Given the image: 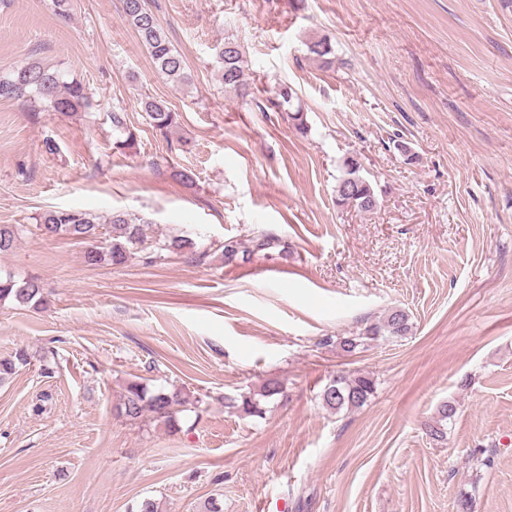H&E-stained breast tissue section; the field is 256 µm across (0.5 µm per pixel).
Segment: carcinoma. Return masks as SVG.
Returning <instances> with one entry per match:
<instances>
[{
    "label": "carcinoma",
    "mask_w": 512,
    "mask_h": 512,
    "mask_svg": "<svg viewBox=\"0 0 512 512\" xmlns=\"http://www.w3.org/2000/svg\"><path fill=\"white\" fill-rule=\"evenodd\" d=\"M123 13L127 22L137 32L142 44L150 54L156 68L175 83H185L183 56L172 46L159 20L150 8L147 0H122ZM307 52L313 59L328 62L332 54L330 39L322 37L306 43ZM215 56L221 65L220 74L224 88L237 91L243 85V53L240 44L230 38L214 46ZM276 105L284 108L287 118L296 132L307 133L306 115L302 108L294 106L298 99L296 90L288 83L277 85ZM33 98L47 111L63 114L76 112L90 107L85 86L77 81H68L59 70H49L38 62H29L11 73L0 76V100H21ZM143 111L151 120L153 128L166 136L178 124L179 114L167 102L149 96L141 99ZM112 125L120 131V137L114 142L117 149H133L137 144L134 129L125 122L122 113H112ZM341 175L336 179L334 199L336 206L350 207V201L356 200L354 210L369 212L378 203L374 183L363 173L362 165L348 156L341 164ZM36 227L47 238H67L85 244L84 260L90 266L122 265L133 255V251L144 243L142 225L133 222L122 212H114L105 221L89 212L74 209H51L43 211L36 218ZM21 229L12 224L0 225V253L12 249ZM279 239L261 234L251 239V247L244 249L236 239H227L221 243V256L226 264L238 260H247L258 252L276 247ZM158 249L175 253H193L194 242L191 238L176 235L156 242ZM11 301L33 309L46 304L43 287L34 277L18 280L11 273L0 272V303ZM412 323L407 311L399 308L389 309L377 322L365 326L362 330L326 342H336V347L348 354H357L370 344L406 336ZM28 354L19 349L10 358L0 359V382L11 378L21 365L27 364ZM376 388V381L367 372L351 374L339 373L324 386L320 398L324 407L331 410L352 409L363 406ZM282 392V385L276 379L267 380L259 389L240 397L224 398L225 407L248 416L261 417L265 413L264 404ZM181 393L164 388L152 390L140 381L132 380L125 386L124 394L118 405V413L128 421L140 419L149 412L173 427L178 421V407L183 405ZM453 402L442 403L437 417L429 425L427 435L434 441L446 438L448 420L455 415Z\"/></svg>",
    "instance_id": "obj_1"
}]
</instances>
